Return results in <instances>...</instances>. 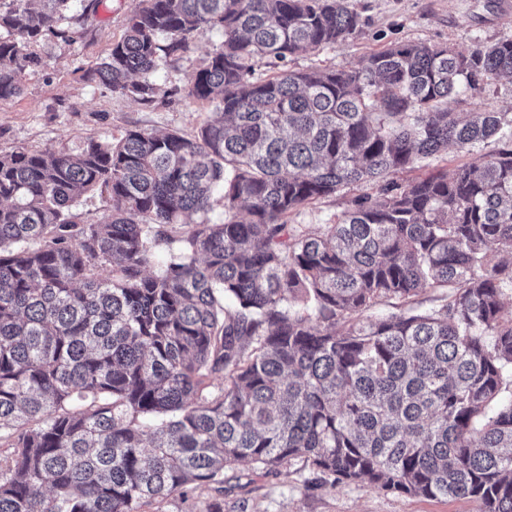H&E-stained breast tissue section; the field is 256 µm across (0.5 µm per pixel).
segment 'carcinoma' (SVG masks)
Instances as JSON below:
<instances>
[{"instance_id":"cac0c4a2","label":"carcinoma","mask_w":512,"mask_h":512,"mask_svg":"<svg viewBox=\"0 0 512 512\" xmlns=\"http://www.w3.org/2000/svg\"><path fill=\"white\" fill-rule=\"evenodd\" d=\"M32 2L0 0V102L38 64L29 43L68 39L72 0ZM139 2L94 78L150 102L161 62L218 27L191 88L215 117L192 138L0 154V512H139L240 462L297 458L334 483L512 512V113L442 109L512 78V39L297 71L360 27L349 0ZM262 58L279 71L256 75ZM489 140L452 170L390 179ZM362 184L375 193L323 231L288 224ZM98 188L110 214L84 224ZM179 225L180 252L148 274ZM439 288L436 308L365 316Z\"/></svg>"}]
</instances>
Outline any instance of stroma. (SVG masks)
Wrapping results in <instances>:
<instances>
[{
	"instance_id": "obj_1",
	"label": "stroma",
	"mask_w": 512,
	"mask_h": 512,
	"mask_svg": "<svg viewBox=\"0 0 512 512\" xmlns=\"http://www.w3.org/2000/svg\"><path fill=\"white\" fill-rule=\"evenodd\" d=\"M502 0H352L362 23L346 42L297 57L295 70L326 66L356 68L370 53L398 43L448 45L468 53L512 38V12ZM138 0H73L60 26L70 40L42 39L28 47L39 59L26 70L19 97L0 102V152L75 151L89 141L114 143L127 130L194 136L214 107L190 96L197 71L224 41L221 29L204 27L188 38L186 51L154 73L158 93L151 103L112 93L92 70L123 36ZM451 111L512 113V79L492 81L475 95L450 99ZM358 185L291 213L289 223L314 233L336 223L351 200L364 193ZM220 501L223 512H478L473 501L399 495L363 482L336 485L308 463L295 459L266 470L241 463L224 472V494L206 486L189 499L172 496L143 503L140 512H204Z\"/></svg>"
}]
</instances>
